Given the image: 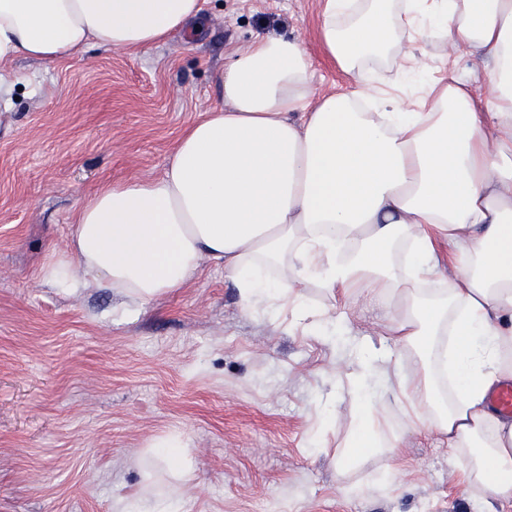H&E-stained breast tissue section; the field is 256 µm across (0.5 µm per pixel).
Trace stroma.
I'll return each mask as SVG.
<instances>
[{"label":"stroma","mask_w":512,"mask_h":512,"mask_svg":"<svg viewBox=\"0 0 512 512\" xmlns=\"http://www.w3.org/2000/svg\"><path fill=\"white\" fill-rule=\"evenodd\" d=\"M319 0H207L201 32L137 55L89 48L19 58L18 95L0 97V512H131L141 497L178 512H486L448 444L414 430L384 397L401 463L375 454L344 470L356 416L331 381L340 336H309L241 311L223 268L140 315L114 317L111 291L68 296L37 276L64 250L80 203L102 185L160 175L180 131L220 102L228 46L255 35L303 40L315 87L350 79L320 50ZM178 435L189 475L153 448ZM384 475L387 489L350 494Z\"/></svg>","instance_id":"stroma-1"}]
</instances>
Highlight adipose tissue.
I'll return each instance as SVG.
<instances>
[{"instance_id":"adipose-tissue-1","label":"adipose tissue","mask_w":512,"mask_h":512,"mask_svg":"<svg viewBox=\"0 0 512 512\" xmlns=\"http://www.w3.org/2000/svg\"><path fill=\"white\" fill-rule=\"evenodd\" d=\"M205 3L0 0V86L19 57L166 43ZM319 40L349 86L315 94L295 37L231 48L221 105L185 128L160 176L84 200L68 250L51 252L39 277L63 294L96 281L125 315L185 286L206 259L245 313L284 311L310 334L349 332V303L363 298L391 342L360 344L338 380L358 405L341 464L399 457L400 435L375 416L382 376L416 402L415 429L447 440L489 512H512V417L487 401L512 382V0H323ZM434 42L456 59L427 79ZM474 53L489 62L476 86L456 65ZM385 66L398 76L388 89L376 79ZM312 286L338 302L333 318L307 303Z\"/></svg>"}]
</instances>
